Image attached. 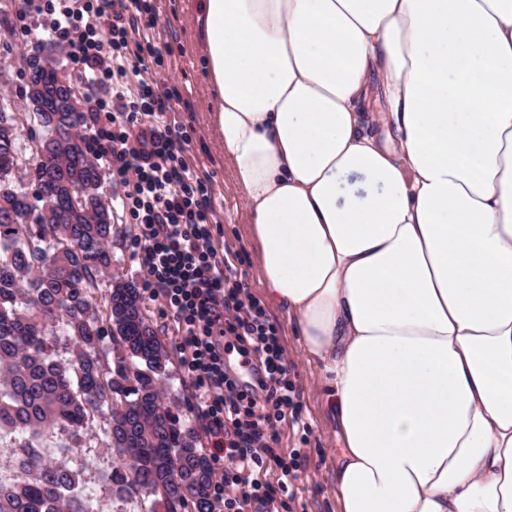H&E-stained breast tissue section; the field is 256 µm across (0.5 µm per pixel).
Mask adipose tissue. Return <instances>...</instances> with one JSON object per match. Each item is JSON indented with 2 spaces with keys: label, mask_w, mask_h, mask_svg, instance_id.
<instances>
[{
  "label": "adipose tissue",
  "mask_w": 512,
  "mask_h": 512,
  "mask_svg": "<svg viewBox=\"0 0 512 512\" xmlns=\"http://www.w3.org/2000/svg\"><path fill=\"white\" fill-rule=\"evenodd\" d=\"M197 8L267 297L321 368L337 512H512V0Z\"/></svg>",
  "instance_id": "ef3b65f1"
}]
</instances>
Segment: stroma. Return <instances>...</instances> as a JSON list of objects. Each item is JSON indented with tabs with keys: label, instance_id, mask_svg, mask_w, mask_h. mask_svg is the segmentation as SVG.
I'll return each instance as SVG.
<instances>
[{
	"label": "stroma",
	"instance_id": "1",
	"mask_svg": "<svg viewBox=\"0 0 512 512\" xmlns=\"http://www.w3.org/2000/svg\"><path fill=\"white\" fill-rule=\"evenodd\" d=\"M152 3L162 21L154 42L165 61L159 80L169 85H186L191 91L187 102L174 103L173 117L189 134L183 151L185 161L212 179L219 215V224L213 229V245L219 250L228 247L238 251L249 291L258 299H265L244 194L224 160V145L212 123L215 94L199 59L196 0H152ZM30 50V44L20 40H0V102L10 103L12 111L19 113L25 110L24 59ZM268 311L281 329L288 353L289 377L297 386L303 414L310 424L309 431L303 434L288 428L281 433L282 448H303L308 454V465L301 475V491L289 512H336L334 479L340 448L320 374L306 362L285 310L272 305ZM106 429L107 419L103 416L94 417L85 425L79 459L81 478L95 490L106 512H141L139 501L117 500L112 496L108 481L112 455L104 446Z\"/></svg>",
	"mask_w": 512,
	"mask_h": 512
}]
</instances>
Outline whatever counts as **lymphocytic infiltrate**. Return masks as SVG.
I'll list each match as a JSON object with an SVG mask.
<instances>
[{
  "label": "lymphocytic infiltrate",
  "instance_id": "lymphocytic-infiltrate-1",
  "mask_svg": "<svg viewBox=\"0 0 512 512\" xmlns=\"http://www.w3.org/2000/svg\"><path fill=\"white\" fill-rule=\"evenodd\" d=\"M34 19L66 48L88 92L86 150L137 226L130 254L145 291L177 328L194 410L212 442L211 498L224 512H279L295 501L308 460L300 448L282 453L280 432L308 424L279 326L247 291L238 252L212 244L211 178L185 162L188 132L169 115L183 91L159 86L153 72L163 58L152 44L128 54L132 32L156 28L159 16L148 0H25L21 30ZM233 354L252 381L232 372Z\"/></svg>",
  "mask_w": 512,
  "mask_h": 512
}]
</instances>
